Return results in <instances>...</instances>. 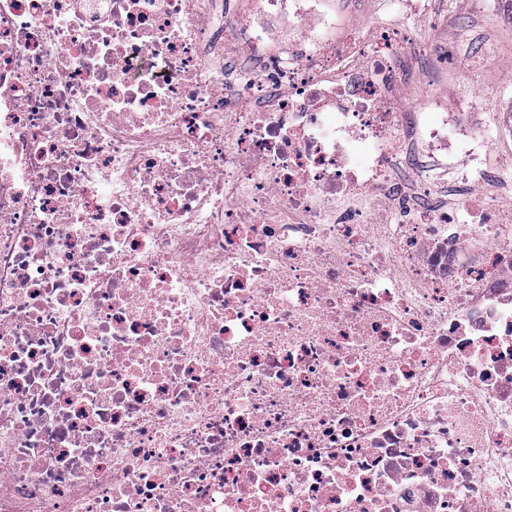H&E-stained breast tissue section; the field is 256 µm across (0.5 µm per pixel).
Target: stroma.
<instances>
[{"mask_svg":"<svg viewBox=\"0 0 512 512\" xmlns=\"http://www.w3.org/2000/svg\"><path fill=\"white\" fill-rule=\"evenodd\" d=\"M406 25L408 46L423 62L415 84L437 69L445 77L442 90L449 104L483 98L482 110L468 119L490 138L485 165L512 183V168L505 166L512 158V138L498 134L503 113L512 110V8L503 4L491 13L483 0H430L427 12Z\"/></svg>","mask_w":512,"mask_h":512,"instance_id":"1","label":"stroma"}]
</instances>
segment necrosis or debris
<instances>
[{
	"instance_id": "obj_1",
	"label": "necrosis or debris",
	"mask_w": 512,
	"mask_h": 512,
	"mask_svg": "<svg viewBox=\"0 0 512 512\" xmlns=\"http://www.w3.org/2000/svg\"><path fill=\"white\" fill-rule=\"evenodd\" d=\"M0 0V512H512V208L394 24Z\"/></svg>"
}]
</instances>
